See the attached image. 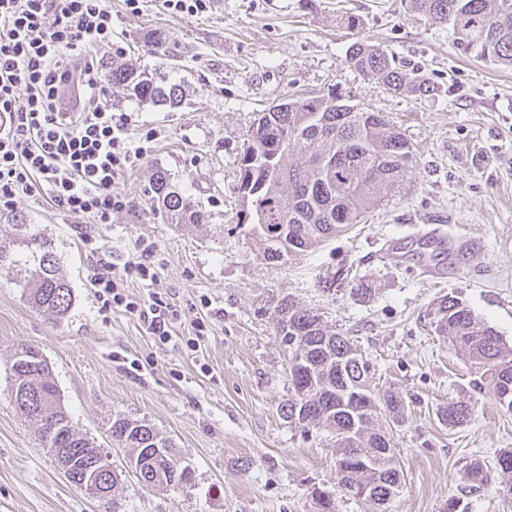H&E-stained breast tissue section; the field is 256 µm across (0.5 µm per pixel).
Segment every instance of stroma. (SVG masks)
Instances as JSON below:
<instances>
[{"mask_svg":"<svg viewBox=\"0 0 512 512\" xmlns=\"http://www.w3.org/2000/svg\"><path fill=\"white\" fill-rule=\"evenodd\" d=\"M360 25H341L344 15ZM163 34L165 46L150 43ZM364 40L420 69L434 90L389 92L350 67L349 46ZM114 62L180 84L176 111L127 99L108 87L113 112L131 116V139L154 133L144 159L121 187L127 209L95 231L114 263L136 242L156 245L159 291L184 317L170 342L143 331L134 315L103 308L91 280L96 264L79 225L26 195L0 212V245L13 219L52 239L73 302L62 318L32 308L21 271L0 273V512H316L312 487H336L331 433L289 425L288 356L275 335L274 307L287 297L317 306L376 366L377 390L397 391L406 418L394 430L402 486L396 512H443L450 497L468 512H512V475L493 467L512 448V414L430 326L439 297H459L512 346V67L459 53L450 24L411 12L407 0H210L202 14L174 13L162 0L139 12L112 0ZM336 92L387 113L416 161L392 196L348 234L282 265L264 260L241 209L240 155L259 112L293 95ZM165 172L175 190L212 215L186 226L154 210L150 184ZM450 233L432 274L418 266L422 231ZM333 276L330 288L319 280ZM372 288L353 295V280ZM203 318L205 335L191 323ZM43 355L73 426L108 452L118 474L113 501L73 487L43 449L35 424L10 400L17 347ZM477 397L471 420L451 427L437 412L451 399ZM145 422L171 440L194 471L190 488L142 485L123 449L113 447L115 416ZM489 466L488 486L472 489L463 468Z\"/></svg>","mask_w":512,"mask_h":512,"instance_id":"obj_1","label":"stroma"}]
</instances>
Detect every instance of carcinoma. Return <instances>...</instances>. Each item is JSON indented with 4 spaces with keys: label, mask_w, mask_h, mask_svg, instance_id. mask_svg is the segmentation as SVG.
I'll list each match as a JSON object with an SVG mask.
<instances>
[{
    "label": "carcinoma",
    "mask_w": 512,
    "mask_h": 512,
    "mask_svg": "<svg viewBox=\"0 0 512 512\" xmlns=\"http://www.w3.org/2000/svg\"><path fill=\"white\" fill-rule=\"evenodd\" d=\"M411 9L451 25L460 52L478 60L512 67V0H409ZM348 62L366 77L405 96L432 91L428 78L408 75L380 47L355 42ZM112 85L140 102L161 103L174 110L182 102L177 84L165 85L154 75L124 65L112 66ZM333 91L290 98L258 115L247 132L240 158L239 190L254 193L238 223L251 225L263 258L284 264L293 253L318 247L331 237L349 232L368 210L404 181L412 165L408 140L383 112L348 105L340 110ZM297 135L288 150L285 138ZM158 208L180 224H204L206 214L191 199L171 188L169 177L157 172L150 187ZM17 239L0 245V271L23 264V288L32 306L64 317L72 306V289L58 272L52 241L26 234L17 224ZM275 334L289 359L302 358L314 373L288 371L291 392L280 406L283 418L304 428H324L332 434L357 421L356 441L336 439V490L315 489L318 512H336L337 496L349 497V488L367 489L356 501L370 512H392L399 494L401 473L396 464L393 428L405 418V404L396 393H375V368L351 338L324 323L314 307H301L282 298L275 305ZM434 333L448 349L462 355L488 386L499 406L512 414V347L491 326L478 321L453 295H443L432 309ZM22 346L11 365V396L28 403L26 419L39 424L42 441L50 448L69 450L73 469L97 452L89 438L76 432L45 360L23 358ZM472 399L450 400L440 407L441 420L450 426L472 416ZM112 441L128 449L147 468L162 474L167 487L179 490L191 484L193 472L172 465L169 441L148 424L116 417ZM470 487L488 484L479 462L462 472Z\"/></svg>",
    "instance_id": "carcinoma-1"
}]
</instances>
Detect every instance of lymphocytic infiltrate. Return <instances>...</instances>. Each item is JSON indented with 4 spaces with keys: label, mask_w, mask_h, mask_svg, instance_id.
<instances>
[{
    "label": "lymphocytic infiltrate",
    "mask_w": 512,
    "mask_h": 512,
    "mask_svg": "<svg viewBox=\"0 0 512 512\" xmlns=\"http://www.w3.org/2000/svg\"><path fill=\"white\" fill-rule=\"evenodd\" d=\"M112 39L108 0H0V212L19 195L48 201L85 224L107 223L129 205L119 184L146 152L125 139L127 114L105 103L94 46ZM85 244L99 255L96 296L103 306L137 317L160 341L180 320L176 306L155 292L153 266L104 258L92 234ZM137 279L150 293L133 300L125 288Z\"/></svg>",
    "instance_id": "f902f5d3"
}]
</instances>
